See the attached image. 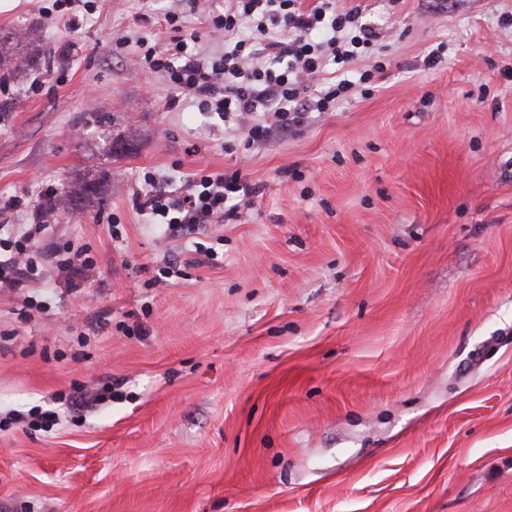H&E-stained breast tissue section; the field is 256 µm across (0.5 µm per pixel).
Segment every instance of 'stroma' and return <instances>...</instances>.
I'll return each instance as SVG.
<instances>
[{"instance_id":"obj_1","label":"stroma","mask_w":512,"mask_h":512,"mask_svg":"<svg viewBox=\"0 0 512 512\" xmlns=\"http://www.w3.org/2000/svg\"><path fill=\"white\" fill-rule=\"evenodd\" d=\"M171 5L0 0L44 49L0 86V238L51 190L44 239L97 262L0 290V418L59 414L0 428V512H512V0H336L381 34L368 89L248 150L142 63ZM223 9L184 12L202 54ZM237 170L239 217L138 208Z\"/></svg>"}]
</instances>
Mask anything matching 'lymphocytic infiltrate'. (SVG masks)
<instances>
[{"label": "lymphocytic infiltrate", "mask_w": 512, "mask_h": 512, "mask_svg": "<svg viewBox=\"0 0 512 512\" xmlns=\"http://www.w3.org/2000/svg\"><path fill=\"white\" fill-rule=\"evenodd\" d=\"M170 37L164 49L148 47L143 59L170 86L194 99L201 111L250 115L266 113L248 128L246 145L266 140L271 127L301 123L304 112H328L350 97L358 80H323L325 59L346 66L373 46L377 34L360 21L357 8L337 9L334 0L303 8L302 0H224L223 12L209 20L210 32L223 39L224 51L201 55L195 40L183 36V11L164 16ZM243 186L238 175H202L184 191L164 189L143 195L140 208L179 236L197 224L223 221L226 203ZM46 213L23 225L14 249L0 254V288H20L47 264L65 279H87L95 262L85 247L39 246Z\"/></svg>", "instance_id": "lymphocytic-infiltrate-1"}]
</instances>
